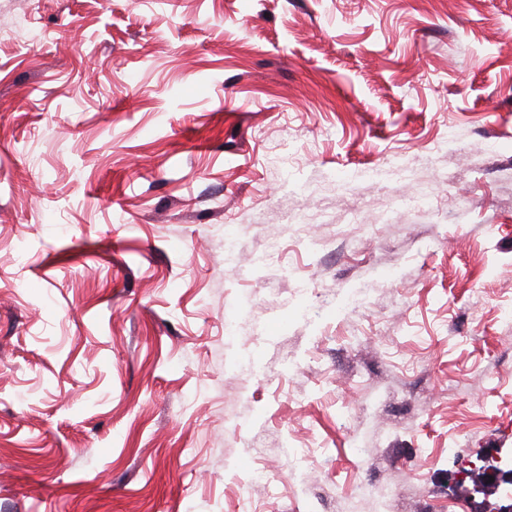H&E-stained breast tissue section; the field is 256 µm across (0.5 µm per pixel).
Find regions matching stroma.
<instances>
[{"mask_svg":"<svg viewBox=\"0 0 512 512\" xmlns=\"http://www.w3.org/2000/svg\"><path fill=\"white\" fill-rule=\"evenodd\" d=\"M511 451L512 0H0V512H498Z\"/></svg>","mask_w":512,"mask_h":512,"instance_id":"35a3bbf8","label":"stroma"}]
</instances>
